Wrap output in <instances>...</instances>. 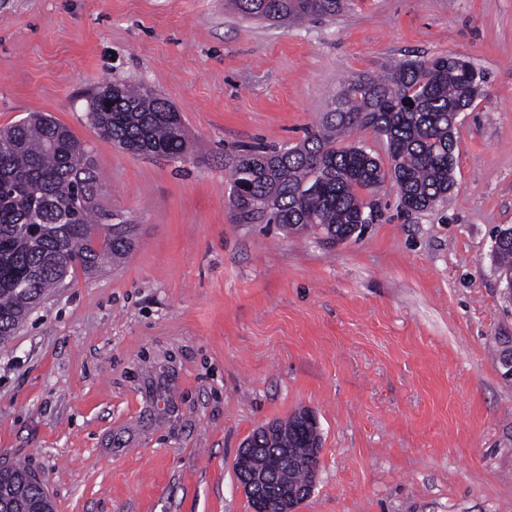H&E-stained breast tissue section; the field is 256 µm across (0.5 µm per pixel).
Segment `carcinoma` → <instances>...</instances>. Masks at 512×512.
Instances as JSON below:
<instances>
[{
  "label": "carcinoma",
  "mask_w": 512,
  "mask_h": 512,
  "mask_svg": "<svg viewBox=\"0 0 512 512\" xmlns=\"http://www.w3.org/2000/svg\"><path fill=\"white\" fill-rule=\"evenodd\" d=\"M245 17L295 26L336 18L348 0H230ZM485 76L464 58L406 60L382 76L346 81L321 123L289 148L248 145L230 158L232 187L246 185L250 199L229 197L246 223L261 220L285 234L320 230L351 238L368 223L374 204L364 198L391 177L402 206L424 211L454 187L452 117L473 109ZM97 135L133 156L180 159L188 152L185 125L166 99L147 87L116 83L90 103ZM370 127L384 138L390 170L341 135ZM101 179L86 146L63 124L32 114L0 129V344L23 324L45 292L79 269L90 276L132 250V227L107 224L99 210ZM493 251L501 280L512 279V226ZM315 439L293 420L279 447ZM318 459L282 463L255 494L277 497L283 488L311 481ZM30 472L0 466V512H54L50 498L25 483Z\"/></svg>",
  "instance_id": "obj_1"
}]
</instances>
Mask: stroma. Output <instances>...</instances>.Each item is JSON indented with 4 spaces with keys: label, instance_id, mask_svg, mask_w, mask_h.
I'll return each mask as SVG.
<instances>
[{
    "label": "stroma",
    "instance_id": "stroma-1",
    "mask_svg": "<svg viewBox=\"0 0 512 512\" xmlns=\"http://www.w3.org/2000/svg\"><path fill=\"white\" fill-rule=\"evenodd\" d=\"M448 54L486 75L449 201L409 212L385 180L344 242L236 218L242 146L297 143L345 79ZM116 82L181 113L184 158L97 135L90 101ZM31 112L86 144L100 207L135 233L0 349V465L55 512H251L236 453L301 410L321 449L297 512H512V303L492 257L512 225V0H354L288 29L225 0H0V129Z\"/></svg>",
    "mask_w": 512,
    "mask_h": 512
}]
</instances>
